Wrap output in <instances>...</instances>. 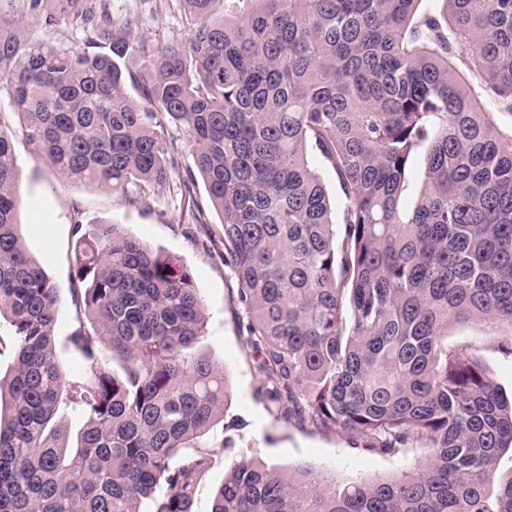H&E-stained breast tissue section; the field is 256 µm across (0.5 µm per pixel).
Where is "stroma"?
Listing matches in <instances>:
<instances>
[{"mask_svg":"<svg viewBox=\"0 0 512 512\" xmlns=\"http://www.w3.org/2000/svg\"><path fill=\"white\" fill-rule=\"evenodd\" d=\"M0 16L24 26L29 37L57 45L84 41L93 29L130 16L138 20L136 36L155 46L183 40L194 26L178 0H0ZM11 141L18 171L19 229L59 291L56 350L67 379H82L88 372L84 359L68 344L78 319L70 295L77 234L90 232L98 221L117 224L179 260L203 300L208 318L196 351L224 366L234 391L232 406L209 438L229 436L239 445L260 449L268 460L309 465L340 480L395 475L426 456L420 446L395 456L364 452L343 433L323 435L288 424L271 405L256 399L260 377L240 338L233 301L237 282L205 233L206 227H218L220 216L208 205L203 181L194 187L204 206L206 223L200 226L191 223L176 183L144 190L131 185L113 192L59 175L21 130H14ZM448 341L479 354L502 391L512 393V357L499 349L512 341L511 327L471 321L449 329Z\"/></svg>","mask_w":512,"mask_h":512,"instance_id":"35a3bbf8","label":"stroma"}]
</instances>
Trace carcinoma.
I'll use <instances>...</instances> for the list:
<instances>
[{"label": "carcinoma", "instance_id": "1", "mask_svg": "<svg viewBox=\"0 0 512 512\" xmlns=\"http://www.w3.org/2000/svg\"><path fill=\"white\" fill-rule=\"evenodd\" d=\"M196 27L153 47L135 20L68 46L0 19V512H193L219 461L211 512H512V400L448 325H512V0H182ZM139 62L147 77L132 70ZM137 88L145 105L134 102ZM64 177L113 190L178 168L183 125L221 227L207 238L237 280L256 395L288 422L362 450L428 457L391 477L336 480L205 436L229 410L224 367L191 353L206 312L177 260L98 224L80 236L66 379L58 290L16 219L13 121ZM421 184L402 199L414 162ZM318 159L347 205L333 216ZM107 347L120 371L100 362ZM83 425L55 424L60 407ZM147 510H142V507ZM164 139L169 152L178 158L180 178L186 175L188 170L195 171L184 127L178 123H166ZM224 481V463H217L198 485L193 504L194 512H210L216 489Z\"/></svg>", "mask_w": 512, "mask_h": 512}]
</instances>
